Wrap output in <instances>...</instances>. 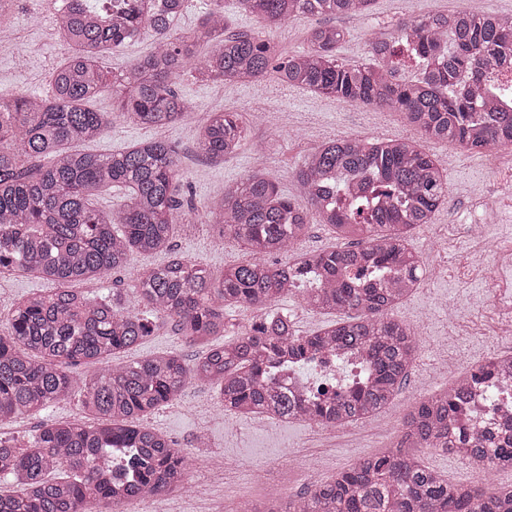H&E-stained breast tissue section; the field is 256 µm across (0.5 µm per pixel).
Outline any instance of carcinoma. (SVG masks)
Returning <instances> with one entry per match:
<instances>
[{
    "mask_svg": "<svg viewBox=\"0 0 512 512\" xmlns=\"http://www.w3.org/2000/svg\"><path fill=\"white\" fill-rule=\"evenodd\" d=\"M58 35L70 56L51 73L53 94L0 100V273L50 280L60 287L33 293L0 329V423L34 415L79 396L97 423L53 421L25 448L0 440V512H124L144 496L182 490L190 459L144 420L202 383L220 404L243 415L286 413L336 427L390 406L400 393L420 342L413 326L389 311L418 281L425 262L408 247L411 231L433 222L448 199V180L428 143L444 141L481 153L512 148V110L483 95L482 69L512 66V15L470 10L399 19L374 26L366 59L345 62L336 49L345 32L319 25L307 50L286 51L263 30L306 14L371 13L374 0H237L256 27L226 32L222 0L191 28L180 21L187 0H57ZM150 32L153 49L129 67L109 70L104 56ZM204 45L213 50L200 56ZM422 61L411 79L398 73ZM205 83H248L268 76L290 87L362 106L402 113L419 137H336L311 151L293 178L310 210L262 172L224 187L201 221L235 240L247 258L224 265L218 287L207 269L173 251L184 172L177 147L150 140L110 153L70 149L101 137L111 121L169 126L195 108L173 80L186 67ZM112 89V111L87 104ZM245 140L236 112H211L198 149L212 162L234 156ZM123 192L107 211L93 198L104 187ZM348 243L293 263L271 265L308 234L311 218ZM136 250L167 253L166 264L136 274L134 300L119 291L90 299L71 287L98 282L126 265ZM304 303L338 319L307 335L288 314L270 312L230 342L208 348L193 366L177 353L124 365L117 354L152 331L151 317L169 318L190 343L224 335V309L268 308L308 278ZM356 350L369 378L345 393L329 382L310 402L291 403L272 369L326 352ZM98 363L76 378L70 367ZM500 360L475 368L484 382ZM455 381L422 399L404 417L396 443L361 459L302 496L267 499L269 512H512V492L451 483L424 465L431 449L480 459L486 470L512 468V429L468 442L450 439L466 405ZM118 475H112V466Z\"/></svg>",
    "mask_w": 512,
    "mask_h": 512,
    "instance_id": "obj_1",
    "label": "carcinoma"
}]
</instances>
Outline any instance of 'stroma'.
<instances>
[{
    "mask_svg": "<svg viewBox=\"0 0 512 512\" xmlns=\"http://www.w3.org/2000/svg\"><path fill=\"white\" fill-rule=\"evenodd\" d=\"M468 0H375L371 19L359 21L336 18L337 27L349 36L338 50L343 61L361 60L373 23L388 22L399 17H422L468 8ZM55 0H16L10 22L0 26V98L11 99L25 94L43 98L50 94L49 75L67 56L68 49L53 27ZM26 51L25 65H17L19 51ZM175 90L192 99L198 112L183 116L174 125L154 127L113 122L104 135L81 143L86 152L109 153L148 140L175 143L185 175L184 190L195 206H203L221 197L226 184L239 180L255 170L263 171L280 186L292 184V172L312 148L330 137L396 136L406 132L399 113L376 111L337 102L336 99L311 92L283 87L271 79L249 84L224 85L195 82L190 73H182L174 83ZM229 110L239 113L246 129V141L238 153L222 164L206 160L197 145L198 128L208 113ZM267 145L265 156L252 150L253 141ZM431 150L442 160L453 197L452 210H440L433 223L415 229L410 243L419 252L430 275L420 288L397 305L394 317L415 326L421 336L420 360L393 405L385 412L357 427L358 441H348L347 430L326 437L315 424L291 419L258 424L253 416L226 417L213 390L204 385L187 384L181 395L152 415L149 423L183 448L192 458L205 460L223 456L234 480H245L248 470L259 464H278L284 453L307 457L320 449H334L330 469L297 480L281 474L278 483L268 481L249 486V498L262 505L276 486L286 487L289 495L303 493L311 485L332 478L334 471L347 467L360 458L381 452L395 438L404 416L423 396L449 385L448 375L435 372L433 363L443 357L465 359L479 364L491 350H512V340H498L491 334L489 320L464 314L456 322H446L439 303L457 302L460 298H476L485 293L489 282L481 274L465 266L475 247L463 223L481 199L493 201L483 221L501 242L512 243V201L499 198V185L512 181V159L494 164L483 155L456 150L448 143L434 142ZM456 215L459 225L448 237L447 249L434 244L435 225L447 223ZM173 248L205 265L213 276H220L226 263L240 259L239 245L231 239L221 241L209 225L199 223L195 215L183 217L177 225ZM165 254L132 252L124 269L108 274L95 283L80 284V291L98 298L118 290L134 296L136 272L144 266L165 263ZM47 281L31 276L4 272L0 274V326L19 300L33 292L49 289ZM455 335L456 346L443 349L445 336ZM175 351L187 360L202 353L177 332L172 321L158 319L150 336L118 357L127 363L156 354ZM85 412L79 397L51 406L38 415H29L0 424V439L22 446L47 420L81 419ZM206 434V447H198L196 437ZM421 460L452 482H478L496 487L512 486V469L500 468L489 473H476L466 466L463 456L425 450Z\"/></svg>",
    "mask_w": 512,
    "mask_h": 512,
    "instance_id": "1",
    "label": "stroma"
}]
</instances>
